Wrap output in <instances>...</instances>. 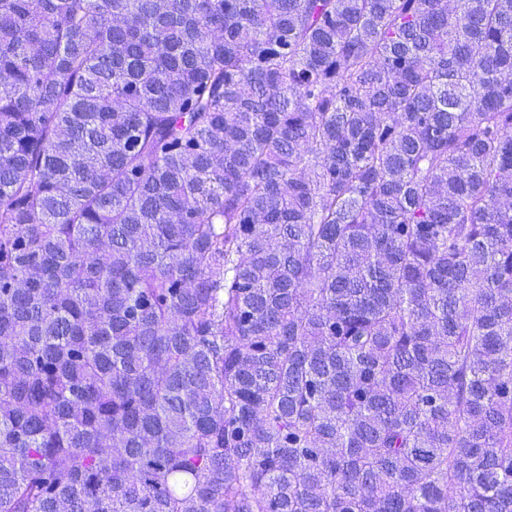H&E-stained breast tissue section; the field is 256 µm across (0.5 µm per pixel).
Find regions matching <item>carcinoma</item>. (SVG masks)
Segmentation results:
<instances>
[{
	"label": "carcinoma",
	"instance_id": "carcinoma-1",
	"mask_svg": "<svg viewBox=\"0 0 512 512\" xmlns=\"http://www.w3.org/2000/svg\"><path fill=\"white\" fill-rule=\"evenodd\" d=\"M0 512H512V0H0Z\"/></svg>",
	"mask_w": 512,
	"mask_h": 512
}]
</instances>
